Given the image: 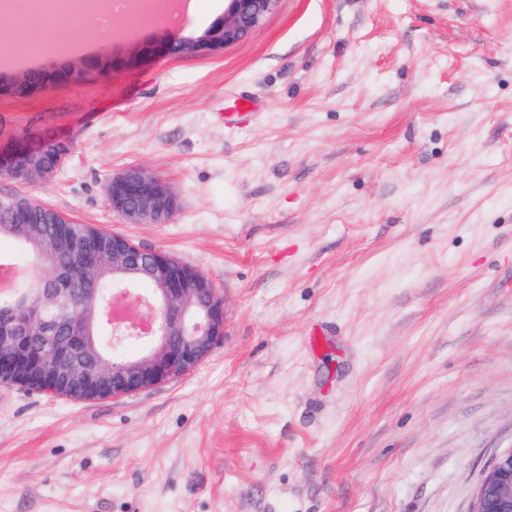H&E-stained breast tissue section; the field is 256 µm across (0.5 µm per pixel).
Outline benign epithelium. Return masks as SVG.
Segmentation results:
<instances>
[{
	"label": "benign epithelium",
	"instance_id": "obj_1",
	"mask_svg": "<svg viewBox=\"0 0 512 512\" xmlns=\"http://www.w3.org/2000/svg\"><path fill=\"white\" fill-rule=\"evenodd\" d=\"M224 19L197 39L158 35L139 42L124 55L140 64L185 54L208 55L242 41L277 7L279 0H226ZM22 135L0 144V172L6 157L21 154ZM107 199L112 211L133 224H165L179 207L169 183L141 166L112 176ZM58 251L83 256L85 239L72 233L54 237ZM112 252V273L148 275L156 283L145 300L129 293L131 307L145 305L152 319V346L129 362L108 363L89 337L74 332L43 355L28 347L30 337L15 335L9 324L0 325V377L35 372L65 392L72 387L95 401L151 389L175 380L195 368L224 338V297L196 267L160 250H145L114 234L105 246ZM471 512H512V448L502 451L484 472Z\"/></svg>",
	"mask_w": 512,
	"mask_h": 512
}]
</instances>
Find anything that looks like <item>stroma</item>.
Wrapping results in <instances>:
<instances>
[{
  "label": "stroma",
  "mask_w": 512,
  "mask_h": 512,
  "mask_svg": "<svg viewBox=\"0 0 512 512\" xmlns=\"http://www.w3.org/2000/svg\"><path fill=\"white\" fill-rule=\"evenodd\" d=\"M157 32L118 16L10 64ZM24 133L71 152L0 193L198 268L224 340L121 397L0 385V512H470L512 446V0H279L223 51L0 95ZM135 165L169 223L109 207ZM106 192L112 211L133 224L168 223L179 207L169 183L141 166L113 175Z\"/></svg>",
  "instance_id": "35a3bbf8"
}]
</instances>
